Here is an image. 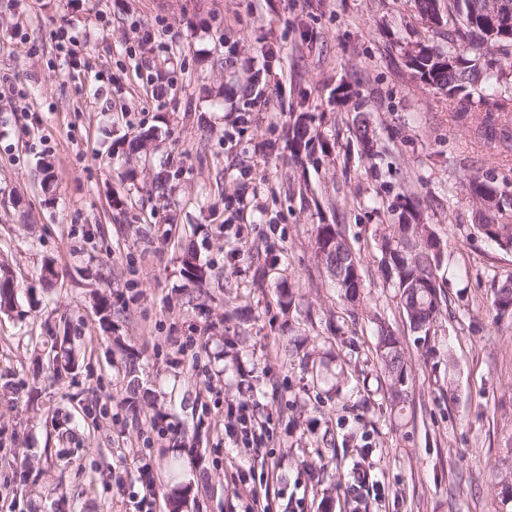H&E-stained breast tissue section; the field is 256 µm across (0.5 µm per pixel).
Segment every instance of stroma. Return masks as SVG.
I'll list each match as a JSON object with an SVG mask.
<instances>
[{"label":"stroma","mask_w":512,"mask_h":512,"mask_svg":"<svg viewBox=\"0 0 512 512\" xmlns=\"http://www.w3.org/2000/svg\"><path fill=\"white\" fill-rule=\"evenodd\" d=\"M68 26L72 64L54 38ZM147 31L157 40L142 43ZM447 38L414 0H0V265L20 288L0 312V512H130L145 462L152 512H166L174 462L198 487L188 512H512V325L487 310L512 251L476 231L462 188L476 171L512 184V151L474 135L480 109L449 111L406 67L407 48ZM296 112L331 146L318 167L291 158ZM360 112L389 168L372 170L356 141ZM147 129L146 154H109ZM404 191L447 244L433 354L379 272L375 228ZM242 193L248 208L228 210ZM320 224L345 225L360 254L365 311L317 262ZM187 244L218 272L201 295L180 274ZM373 313L406 350L400 414L381 390ZM292 327L315 342L313 370L284 351ZM65 336L77 365L58 380L48 354ZM116 336L143 353L160 425L123 404ZM243 402L265 428L247 447L224 433Z\"/></svg>","instance_id":"obj_1"}]
</instances>
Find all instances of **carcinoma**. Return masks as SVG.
Wrapping results in <instances>:
<instances>
[{
	"mask_svg": "<svg viewBox=\"0 0 512 512\" xmlns=\"http://www.w3.org/2000/svg\"><path fill=\"white\" fill-rule=\"evenodd\" d=\"M436 8L446 12L448 23V49L428 46L429 53L420 62V79L425 84L444 91L448 96V109L464 112L474 104L485 109L483 123L475 129L479 136L489 134L491 128L501 124L503 141L512 139V125L506 122L512 112V97L508 94V77L512 74V32L495 30L488 17L474 15V0H435ZM501 112L503 117L493 113ZM305 112L297 115L291 129L290 148L294 161L305 165L318 160L317 153L329 151V143L313 133ZM355 138L365 153L375 159L379 156L374 130L366 118L356 120ZM154 139L151 130L142 131L133 138H120L112 144V153L132 158L148 148ZM465 189L475 204L477 232L495 242L500 248L512 250V186L502 187L490 181L488 175L478 172L469 176ZM429 224H379L375 242L381 252L380 272L397 289L403 315L411 330L419 331V339L429 345V335H437V328L447 312V300L442 296L439 272L443 254L432 250L434 244L424 241ZM315 255L320 257L326 273L344 257V279L351 273L362 271L361 258L354 253L342 224H319L314 241ZM212 265L203 262L197 251L187 247L182 253V275L196 288H202L211 276ZM15 285L10 275H0V309L13 307ZM491 310L496 322L512 321V275L502 281L493 294ZM377 335L374 353L384 373L387 399L392 411L402 412L408 402L407 359L395 331L385 319L375 316ZM116 346L124 352V377L129 393L127 409L137 419L148 406L154 405L149 390L140 381V354L125 348L120 338ZM288 353L300 357L303 364L311 358L309 337L291 335L285 344Z\"/></svg>",
	"mask_w": 512,
	"mask_h": 512,
	"instance_id": "obj_1",
	"label": "carcinoma"
}]
</instances>
